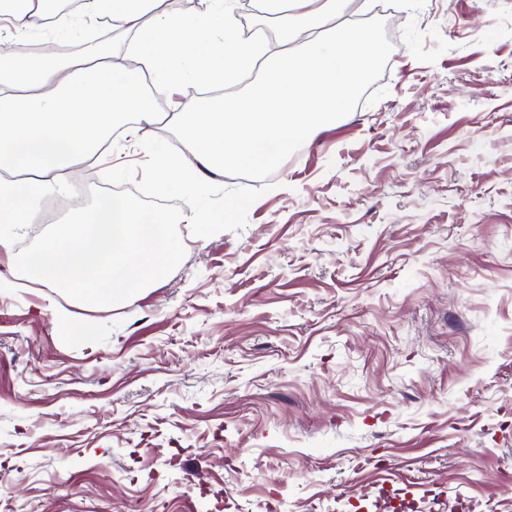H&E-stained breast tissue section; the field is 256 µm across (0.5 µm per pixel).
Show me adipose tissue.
<instances>
[{
    "label": "adipose tissue",
    "mask_w": 512,
    "mask_h": 512,
    "mask_svg": "<svg viewBox=\"0 0 512 512\" xmlns=\"http://www.w3.org/2000/svg\"><path fill=\"white\" fill-rule=\"evenodd\" d=\"M162 3L82 0L76 11L51 20L30 6L10 13L9 30L43 36L46 49L44 63L23 72L0 60V224L37 223L36 200L64 193L114 127L130 142L143 140L158 119V97L185 94L192 83L230 87L257 64L264 77L250 93L176 113L192 155L155 148L149 174L160 190L190 191L209 171L275 166L316 127L335 120L379 53L369 31L343 21L347 0H264L284 28L308 35L303 48L286 45L272 57L262 42L243 39L232 0H210L196 15L174 14ZM105 17L131 34L152 85L108 50L90 65L57 60L54 37Z\"/></svg>",
    "instance_id": "adipose-tissue-1"
}]
</instances>
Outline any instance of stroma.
Wrapping results in <instances>:
<instances>
[{"instance_id": "obj_1", "label": "stroma", "mask_w": 512, "mask_h": 512, "mask_svg": "<svg viewBox=\"0 0 512 512\" xmlns=\"http://www.w3.org/2000/svg\"><path fill=\"white\" fill-rule=\"evenodd\" d=\"M347 12L375 66L279 165L162 192L115 137L93 189L214 218L171 274L94 308L0 285V503L512 512V0ZM209 102L160 100L151 142L189 154L172 116Z\"/></svg>"}]
</instances>
